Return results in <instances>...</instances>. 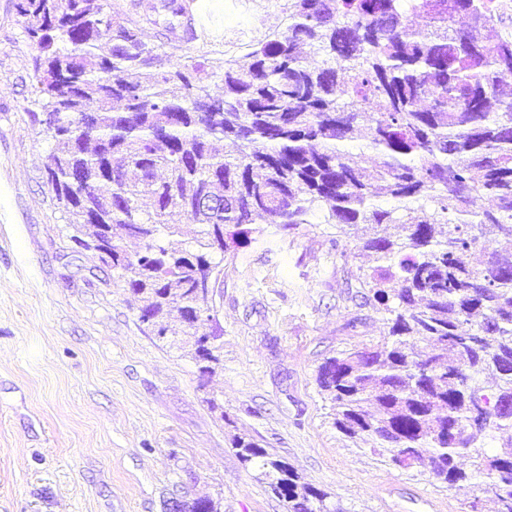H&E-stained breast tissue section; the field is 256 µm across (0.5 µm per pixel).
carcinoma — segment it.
<instances>
[{
  "instance_id": "cac0c4a2",
  "label": "carcinoma",
  "mask_w": 512,
  "mask_h": 512,
  "mask_svg": "<svg viewBox=\"0 0 512 512\" xmlns=\"http://www.w3.org/2000/svg\"><path fill=\"white\" fill-rule=\"evenodd\" d=\"M16 9L34 51L28 113L52 144L47 185L74 241L111 227L99 259L138 320L211 373L222 346L199 350L212 313L200 264L221 270L268 225H371L372 265L352 287L389 329L318 366L334 426L460 490L482 477L490 512H512V440L484 446L512 430V14L497 0H293L248 64L224 61L213 95L206 62L166 59L104 0ZM361 132L370 167L346 149ZM205 195L224 208H196ZM484 198L494 207L475 208ZM176 216L198 226L193 242L175 240ZM488 234L502 235L491 252ZM231 445L286 512H342L259 442Z\"/></svg>"
}]
</instances>
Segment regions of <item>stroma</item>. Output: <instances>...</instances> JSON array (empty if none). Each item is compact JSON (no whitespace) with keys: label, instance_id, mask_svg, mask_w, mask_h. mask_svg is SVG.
<instances>
[{"label":"stroma","instance_id":"35a3bbf8","mask_svg":"<svg viewBox=\"0 0 512 512\" xmlns=\"http://www.w3.org/2000/svg\"><path fill=\"white\" fill-rule=\"evenodd\" d=\"M129 11L172 61H245L282 27L291 0H194L197 36L174 42L144 21L154 0H106ZM26 21L0 0V512H168L170 500L213 499L218 512H284L260 467H244L232 435L258 441L328 492L342 512H385L382 490L470 512L483 479L460 490L398 469L339 433L317 387L323 358L378 341L383 313L350 284L366 259L367 225L266 228L225 258L212 303L224 366H198L138 321L112 270L71 239L44 185L51 145L27 110L34 96ZM223 412L211 410V403Z\"/></svg>","mask_w":512,"mask_h":512}]
</instances>
